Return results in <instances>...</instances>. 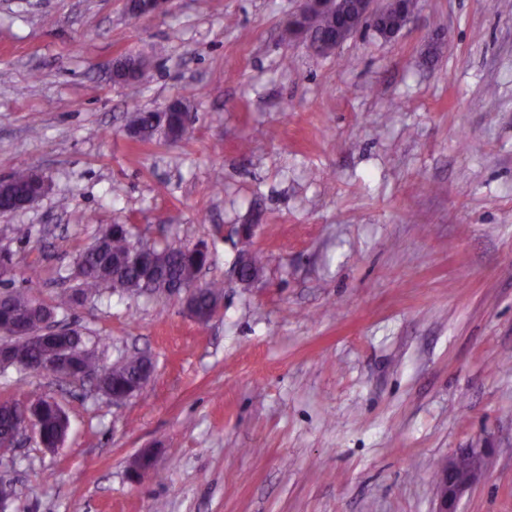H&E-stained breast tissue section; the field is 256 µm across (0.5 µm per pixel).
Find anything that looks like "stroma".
<instances>
[{"mask_svg":"<svg viewBox=\"0 0 512 512\" xmlns=\"http://www.w3.org/2000/svg\"><path fill=\"white\" fill-rule=\"evenodd\" d=\"M296 0H0V179L48 194L0 216V293L54 303L106 225L205 243L208 324L163 295L101 289L57 311L108 366L143 352L121 403L14 367L0 402H57L71 428L0 461L7 512H435L436 475L490 455L458 512H512V0H419L392 39L317 54ZM147 57L136 98L112 81ZM173 100L176 144L126 132ZM266 259L236 279L234 230ZM152 449L153 471L132 478Z\"/></svg>","mask_w":512,"mask_h":512,"instance_id":"stroma-1","label":"stroma"}]
</instances>
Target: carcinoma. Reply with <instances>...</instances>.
Instances as JSON below:
<instances>
[{"mask_svg":"<svg viewBox=\"0 0 512 512\" xmlns=\"http://www.w3.org/2000/svg\"><path fill=\"white\" fill-rule=\"evenodd\" d=\"M336 17L317 15L309 20L310 29L317 39H330L336 32ZM191 124L187 112H168L159 116L155 112H135L130 125L146 133L143 142L149 143L161 136L170 142L182 140ZM41 182L30 171H19L0 184V211L12 213L18 205L37 196ZM212 260L211 254L190 247H157L133 238L128 225L109 224L91 250L82 251L75 263L80 283L71 294L61 296L53 305L39 303L26 292L9 291L0 303V339L14 343L15 355L28 361L34 368L49 376L55 369L47 359L56 346L63 347L70 357L73 375L95 376L96 387L117 397L125 395L126 386L133 383L142 367V356L127 358L108 369L103 377H97L100 365L88 349L79 331L73 329L57 336L48 337L45 344L22 342L17 331L23 325L54 317L58 309H71L79 304L78 297L97 293L107 286L114 291L138 295L149 288H191L195 285L202 267ZM224 283L212 281L194 292L197 311L207 323L221 309ZM47 444L56 445L65 436L62 429L63 415L47 406L39 416ZM19 422L17 403L0 402V433L14 429Z\"/></svg>","mask_w":512,"mask_h":512,"instance_id":"obj_1","label":"carcinoma"}]
</instances>
